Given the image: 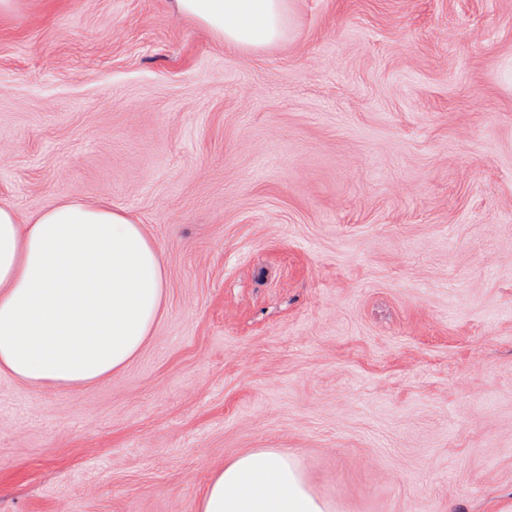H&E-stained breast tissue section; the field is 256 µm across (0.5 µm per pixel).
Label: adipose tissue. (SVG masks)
Here are the masks:
<instances>
[{
	"label": "adipose tissue",
	"mask_w": 512,
	"mask_h": 512,
	"mask_svg": "<svg viewBox=\"0 0 512 512\" xmlns=\"http://www.w3.org/2000/svg\"><path fill=\"white\" fill-rule=\"evenodd\" d=\"M226 44L260 50L288 30V0H175ZM161 255L110 204L54 203L32 223L0 205V370L33 388L82 390L141 350L164 301ZM199 512H330L298 459L255 448L226 462Z\"/></svg>",
	"instance_id": "1"
}]
</instances>
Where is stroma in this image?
<instances>
[{"mask_svg": "<svg viewBox=\"0 0 512 512\" xmlns=\"http://www.w3.org/2000/svg\"><path fill=\"white\" fill-rule=\"evenodd\" d=\"M244 52L173 0L0 13V205L106 202L161 316L89 388L0 371V512H198L298 457L332 512H512V0H290Z\"/></svg>", "mask_w": 512, "mask_h": 512, "instance_id": "stroma-1", "label": "stroma"}]
</instances>
